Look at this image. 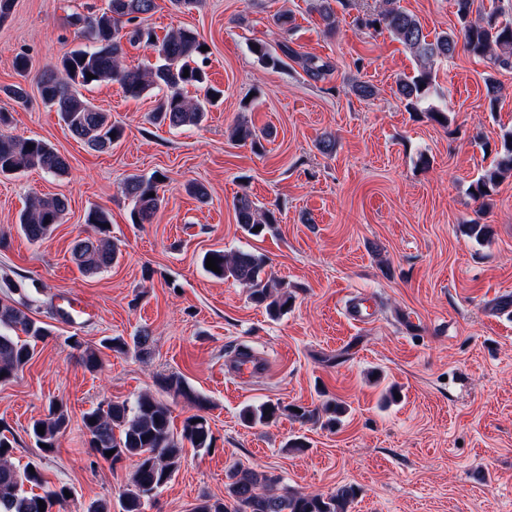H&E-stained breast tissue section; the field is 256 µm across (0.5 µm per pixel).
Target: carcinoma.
I'll list each match as a JSON object with an SVG mask.
<instances>
[{
    "label": "carcinoma",
    "mask_w": 512,
    "mask_h": 512,
    "mask_svg": "<svg viewBox=\"0 0 512 512\" xmlns=\"http://www.w3.org/2000/svg\"><path fill=\"white\" fill-rule=\"evenodd\" d=\"M474 0H456L460 33L443 31L428 39L419 21L411 14L392 7V0H384L375 13L357 19L367 28L385 26L394 38L417 61L419 68L400 79L397 92L405 107L416 110L426 105L425 111L437 121H447L445 110L430 102L434 77L432 68L438 61L454 57L458 43L473 56L488 60L497 68L512 69V19L502 18V11L492 9L479 22L469 20ZM155 9V0H108L104 9L87 7V12L72 15L70 26L76 28L85 41L84 46L71 51L59 63L45 69L37 78L43 101L55 109L71 135L95 152L112 148L122 137V130L112 123L106 112L98 110L83 94L87 87L101 82L119 84L125 93L137 98L149 89H156L160 97L149 115V120L171 129L202 122L208 106L215 101L216 91L205 86L206 73L202 69L205 52L197 31L180 27L163 38L144 25L145 16ZM152 47L157 62L150 68L130 67L125 64L124 43ZM252 52L265 65L274 68L286 65V59L298 57L290 46H281L277 54L264 43L251 45ZM304 70L313 80H322L331 72L329 64L314 56L303 58ZM189 76H184V71ZM94 78H87V74ZM193 87L202 92L196 98L187 96ZM231 137L250 141L258 149L262 144L257 134L246 124L238 125ZM32 148H27V145ZM38 168L47 173L61 174L68 169L67 159L43 140L0 132V175H11ZM512 171V129L502 136L501 148L494 164L472 184L475 199L490 195V189ZM158 174H133L123 183V192L133 203L132 223L149 224L161 206L158 192ZM67 209L62 197L34 198L20 216L21 233L32 243H38L61 222ZM237 224L248 234L259 236L277 223L275 213L259 207L243 193L234 201ZM87 223L94 234L78 240L72 257L85 273H96L112 267L120 249L107 235L108 214L100 209L91 212ZM259 231L252 232V229ZM220 272L206 273L217 279H233L249 289L250 300L265 307L271 317L287 312L292 296L280 283L266 277L267 257L254 251L210 250ZM51 335V331L33 320L20 304L0 299V384L7 383L30 362L37 343ZM133 345L117 337L107 340L103 347L117 353L134 349L140 355L150 352L151 334L141 329L133 336ZM162 391L174 399H183L196 409L188 415L179 431L172 425L170 405L150 394H141L134 400L110 401L83 415V428L89 436L90 447L101 458L112 463L130 460L134 471L129 484L120 494L121 512H143L145 501L156 496L178 471L185 444L196 449L213 446V435L205 412L209 401L192 389L185 379L171 374L159 379ZM329 415L327 424H336V415L346 408L334 399L322 408H301V412L279 402H264L242 409L243 425L253 427L269 424L285 414L302 422L317 421L319 412ZM69 424V414L63 404H50L45 417L33 422L31 431L36 446L43 453L56 449L59 434ZM44 433H38V428ZM114 451L110 457L106 452ZM12 441L0 435V512H39L38 501L45 503L44 512H53L67 497L66 486L51 487L44 480L38 465L30 462L23 467L11 460ZM227 499L200 498L192 512H349L358 496V489L342 485L327 495H308L288 488L279 489L281 478L275 474L258 472L244 466H235L227 474Z\"/></svg>",
    "instance_id": "1"
}]
</instances>
